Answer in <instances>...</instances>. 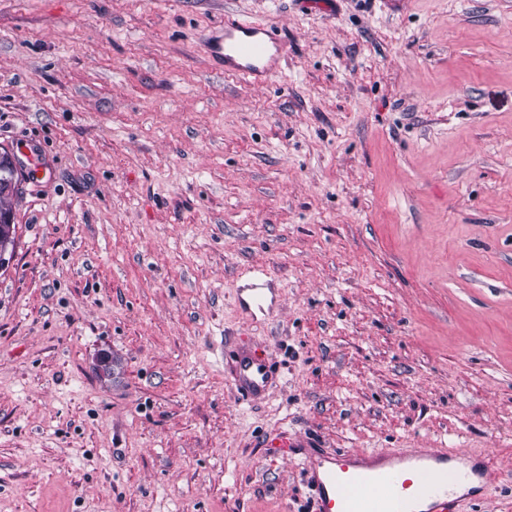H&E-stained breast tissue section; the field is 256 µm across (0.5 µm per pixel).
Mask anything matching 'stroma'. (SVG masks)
Returning <instances> with one entry per match:
<instances>
[{"label":"stroma","instance_id":"1","mask_svg":"<svg viewBox=\"0 0 512 512\" xmlns=\"http://www.w3.org/2000/svg\"><path fill=\"white\" fill-rule=\"evenodd\" d=\"M228 13L268 85L213 66ZM0 147V512H308L278 434L512 475V0H0ZM214 65L244 82L262 86L279 72L283 42L271 27L226 14L205 45ZM7 149L0 151V248L14 253L16 225L13 224V208L19 194L17 180L14 181ZM3 216V220L1 219ZM271 282V277L262 270L247 272L244 284L236 289V303L245 318L253 319L256 312H268L277 306L280 295L277 289L271 288ZM229 359L230 380L243 400L263 399L275 387L276 362L264 348L242 339L229 351Z\"/></svg>","mask_w":512,"mask_h":512}]
</instances>
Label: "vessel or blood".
<instances>
[{
	"label": "vessel or blood",
	"instance_id": "b4317fda",
	"mask_svg": "<svg viewBox=\"0 0 512 512\" xmlns=\"http://www.w3.org/2000/svg\"><path fill=\"white\" fill-rule=\"evenodd\" d=\"M283 42L271 27L228 14L206 41L215 66L244 82L262 86L279 71ZM272 279L249 270L236 290L245 318L274 309L279 302ZM229 376L246 401L265 398L276 384L277 366L267 351L248 340L229 353ZM283 455L302 450L313 512H461L464 502L483 499L503 483L501 472L481 452L466 448H389L367 455L349 449L327 450L310 440L280 439ZM466 471H458V464ZM469 482L458 493L459 482Z\"/></svg>",
	"mask_w": 512,
	"mask_h": 512
}]
</instances>
